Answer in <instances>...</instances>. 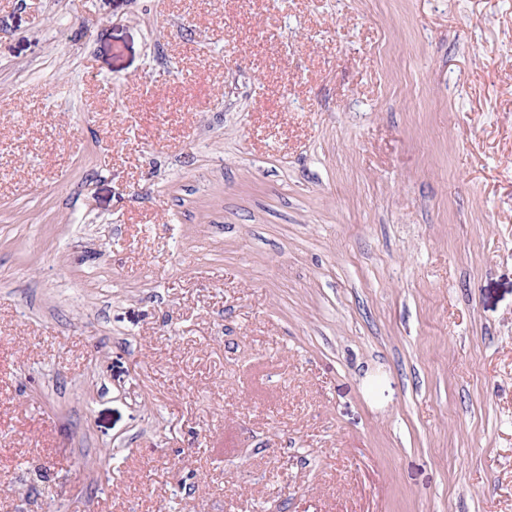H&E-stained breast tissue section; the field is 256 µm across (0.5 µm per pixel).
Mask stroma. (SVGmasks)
Masks as SVG:
<instances>
[{
	"mask_svg": "<svg viewBox=\"0 0 512 512\" xmlns=\"http://www.w3.org/2000/svg\"><path fill=\"white\" fill-rule=\"evenodd\" d=\"M0 512H512V0H0Z\"/></svg>",
	"mask_w": 512,
	"mask_h": 512,
	"instance_id": "1",
	"label": "stroma"
}]
</instances>
